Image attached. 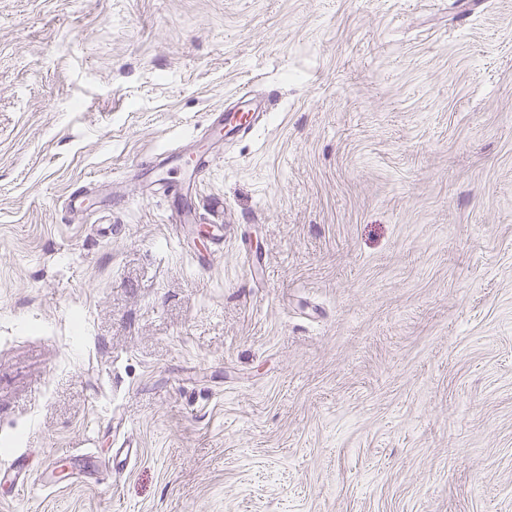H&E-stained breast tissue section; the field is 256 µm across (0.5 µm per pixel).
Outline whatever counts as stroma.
<instances>
[{"label": "stroma", "mask_w": 512, "mask_h": 512, "mask_svg": "<svg viewBox=\"0 0 512 512\" xmlns=\"http://www.w3.org/2000/svg\"><path fill=\"white\" fill-rule=\"evenodd\" d=\"M466 2L0 0V512H512V0ZM248 97L245 94L239 95L234 105H225L222 112L215 113L207 127V140L220 142L225 135H240L252 125L261 114L262 104ZM163 162L174 163L177 169L192 174L198 168L208 165V157H205L204 153L199 150L184 154H182V151L172 150L166 154Z\"/></svg>", "instance_id": "obj_1"}]
</instances>
